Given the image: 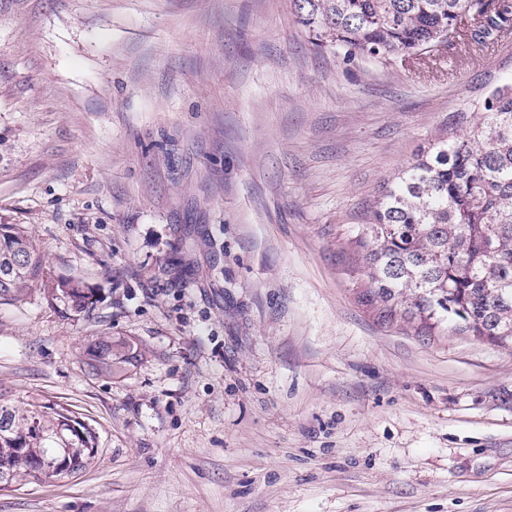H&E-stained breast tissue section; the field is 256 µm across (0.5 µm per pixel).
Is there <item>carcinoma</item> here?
<instances>
[{"label":"carcinoma","mask_w":512,"mask_h":512,"mask_svg":"<svg viewBox=\"0 0 512 512\" xmlns=\"http://www.w3.org/2000/svg\"><path fill=\"white\" fill-rule=\"evenodd\" d=\"M291 0L310 42L387 61L421 56L448 37L489 45L512 33V0ZM472 123L430 141L383 181L350 241L361 260V299L378 319L417 324L428 334L443 321L491 342H512V81L471 104ZM31 282L67 317L90 313L97 288L59 277L46 266L22 224H0V302ZM91 366L124 376L142 357L122 336L96 337ZM78 413L0 402V475L61 457L78 475L94 461L95 432L70 431ZM24 449L20 455L18 449Z\"/></svg>","instance_id":"carcinoma-1"}]
</instances>
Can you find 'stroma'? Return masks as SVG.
I'll return each instance as SVG.
<instances>
[{"mask_svg":"<svg viewBox=\"0 0 512 512\" xmlns=\"http://www.w3.org/2000/svg\"><path fill=\"white\" fill-rule=\"evenodd\" d=\"M434 67L315 47L289 0H0V399L79 413L84 473L0 512H512V344L359 300L349 242L390 175L512 81V38ZM143 353L97 374L101 333ZM30 282H39L46 305L67 317L89 314L96 303L95 286L46 266L27 227L0 224V302L15 300Z\"/></svg>","mask_w":512,"mask_h":512,"instance_id":"stroma-1","label":"stroma"}]
</instances>
